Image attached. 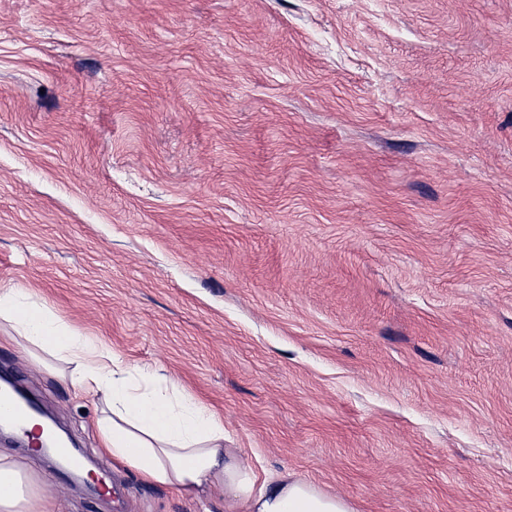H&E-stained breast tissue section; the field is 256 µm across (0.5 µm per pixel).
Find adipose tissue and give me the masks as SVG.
Returning a JSON list of instances; mask_svg holds the SVG:
<instances>
[{"mask_svg":"<svg viewBox=\"0 0 512 512\" xmlns=\"http://www.w3.org/2000/svg\"><path fill=\"white\" fill-rule=\"evenodd\" d=\"M0 325L25 357L70 366L61 381L100 398V452L144 483L187 498L220 493L224 512H355L346 496L294 473L258 475L241 449L225 447L224 423L208 406L159 369L121 362L27 289H0ZM0 512H53L35 475L1 452Z\"/></svg>","mask_w":512,"mask_h":512,"instance_id":"1","label":"adipose tissue"}]
</instances>
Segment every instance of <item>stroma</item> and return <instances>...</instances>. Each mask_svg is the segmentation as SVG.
<instances>
[{"label":"stroma","instance_id":"stroma-1","mask_svg":"<svg viewBox=\"0 0 512 512\" xmlns=\"http://www.w3.org/2000/svg\"><path fill=\"white\" fill-rule=\"evenodd\" d=\"M0 288L162 367L258 473L512 512V0H0ZM119 494L97 396L0 343Z\"/></svg>","mask_w":512,"mask_h":512}]
</instances>
